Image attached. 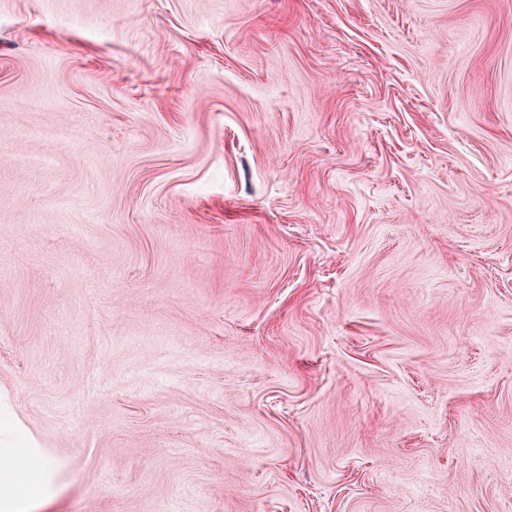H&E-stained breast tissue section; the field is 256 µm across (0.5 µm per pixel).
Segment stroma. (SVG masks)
<instances>
[{"label":"stroma","mask_w":512,"mask_h":512,"mask_svg":"<svg viewBox=\"0 0 512 512\" xmlns=\"http://www.w3.org/2000/svg\"><path fill=\"white\" fill-rule=\"evenodd\" d=\"M4 439L40 512H512V0H0ZM54 462L45 457L35 458L31 448H0V481L5 476L21 474L34 478L46 475ZM37 471V474L33 472Z\"/></svg>","instance_id":"1"}]
</instances>
